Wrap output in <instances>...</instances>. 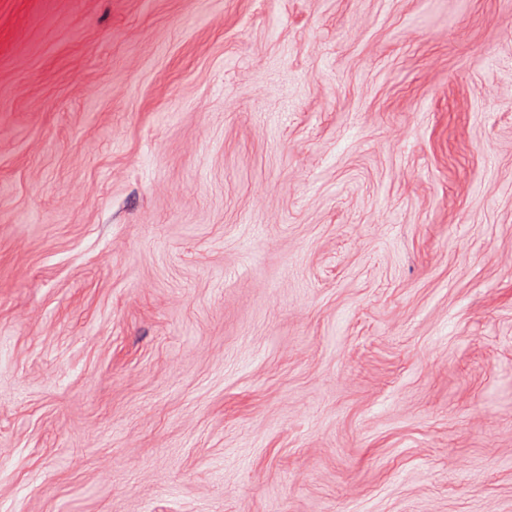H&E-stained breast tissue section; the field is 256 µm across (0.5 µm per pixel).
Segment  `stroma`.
Listing matches in <instances>:
<instances>
[{
	"mask_svg": "<svg viewBox=\"0 0 512 512\" xmlns=\"http://www.w3.org/2000/svg\"><path fill=\"white\" fill-rule=\"evenodd\" d=\"M0 512H512V0H0Z\"/></svg>",
	"mask_w": 512,
	"mask_h": 512,
	"instance_id": "35a3bbf8",
	"label": "stroma"
}]
</instances>
